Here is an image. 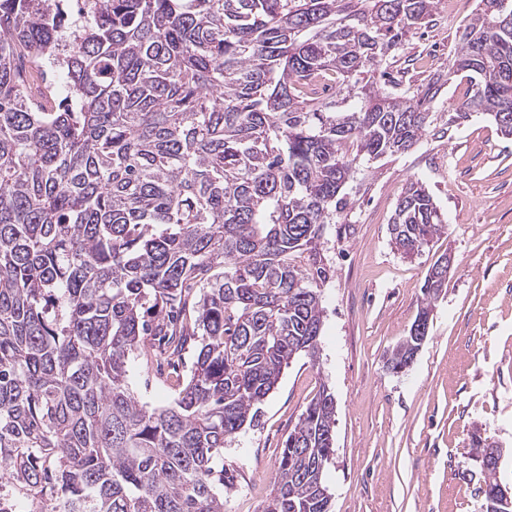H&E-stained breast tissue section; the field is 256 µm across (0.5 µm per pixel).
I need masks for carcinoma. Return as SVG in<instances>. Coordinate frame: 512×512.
<instances>
[{
  "label": "carcinoma",
  "mask_w": 512,
  "mask_h": 512,
  "mask_svg": "<svg viewBox=\"0 0 512 512\" xmlns=\"http://www.w3.org/2000/svg\"><path fill=\"white\" fill-rule=\"evenodd\" d=\"M0 0V512H224L226 440L295 354L315 356L312 247L357 165L415 146L441 78L398 88L393 51L437 0ZM450 59L512 138V0H477ZM65 71L55 103L27 62ZM446 220L419 180L390 219L421 254ZM448 276L427 273L415 321ZM194 337L166 405L128 362ZM408 337L387 360L414 361ZM336 403L284 441L263 512H330Z\"/></svg>",
  "instance_id": "obj_1"
}]
</instances>
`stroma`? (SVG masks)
<instances>
[{
    "label": "stroma",
    "mask_w": 512,
    "mask_h": 512,
    "mask_svg": "<svg viewBox=\"0 0 512 512\" xmlns=\"http://www.w3.org/2000/svg\"><path fill=\"white\" fill-rule=\"evenodd\" d=\"M458 2L452 18L440 0L432 22L397 50L398 60H413L415 80L447 70L476 7ZM472 93L455 78L411 150L352 173L347 208L317 241L327 269L318 284L326 315L318 351L295 357L262 403L259 426L228 441L224 512H262L283 443L324 384L336 401L325 474L332 512H482L476 434L506 448L497 477L512 490V140L480 113L450 122ZM411 179L428 188L447 224L432 248L407 258L392 245L388 222ZM447 251L454 264L428 337L413 364L393 372L388 355L409 335L426 272ZM192 360L189 351L173 366L132 359L136 396L167 404Z\"/></svg>",
    "instance_id": "obj_1"
}]
</instances>
